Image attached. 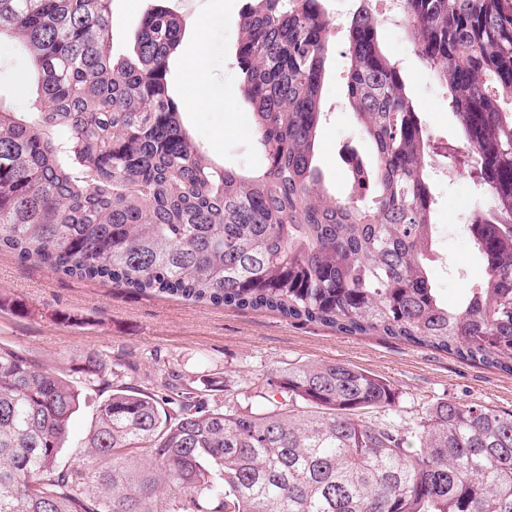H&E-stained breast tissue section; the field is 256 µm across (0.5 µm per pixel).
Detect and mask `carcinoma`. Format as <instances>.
Instances as JSON below:
<instances>
[{"instance_id": "cac0c4a2", "label": "carcinoma", "mask_w": 512, "mask_h": 512, "mask_svg": "<svg viewBox=\"0 0 512 512\" xmlns=\"http://www.w3.org/2000/svg\"><path fill=\"white\" fill-rule=\"evenodd\" d=\"M406 3L466 144L448 164L493 200L469 225L484 268L461 305L431 272L434 139L366 7L346 28V99L371 159L348 199L327 195L315 165L325 0H246L240 89L266 153L247 173L217 165L184 126L169 89L184 30L164 0L127 54L112 0H0V38L36 84L27 111L0 107V251L512 373V0ZM73 362L88 385L109 369L95 352ZM397 400L344 362L257 374L212 410L117 385L97 405L88 471L60 461L76 382L1 345L0 512H512V412L448 399L408 422Z\"/></svg>"}]
</instances>
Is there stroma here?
Returning <instances> with one entry per match:
<instances>
[{
    "mask_svg": "<svg viewBox=\"0 0 512 512\" xmlns=\"http://www.w3.org/2000/svg\"><path fill=\"white\" fill-rule=\"evenodd\" d=\"M244 0H167L183 22L180 50L170 59V87L177 102L199 89L211 103L204 111L185 109L183 123L217 164L253 172L265 156L256 141L252 115L238 86L235 49ZM152 0H113L116 51L130 49L140 20ZM388 50L401 54L409 91L425 126L439 142L461 143L448 96L433 71L417 55L404 33L382 31ZM326 64L317 135V164L329 196L347 197L352 178L344 149L366 153L354 115L345 98L348 60L343 30L332 37ZM204 52L200 86L185 68L187 54ZM28 65L13 40H0V106L17 112L27 103L17 95V80ZM433 221L442 239L440 251L454 264L455 275L434 266L438 288L449 305H457L482 277L480 256L471 242L453 235L449 216L479 212L491 198L478 190L462 169L449 170L437 187ZM0 345L36 356L69 370L73 355L106 353L113 373L92 390L93 399L109 395L110 385L155 391L163 373L179 390L197 389L209 407H221L227 395L242 392L254 375L316 362H346L388 380L399 393V413L417 419L424 406L440 399L474 400L512 411V375L435 351L417 349L385 336H345L316 324H294L269 311L237 310L193 303L175 296L142 294L109 282L80 280L38 265L19 264L0 254Z\"/></svg>",
    "mask_w": 512,
    "mask_h": 512,
    "instance_id": "obj_1",
    "label": "stroma"
}]
</instances>
